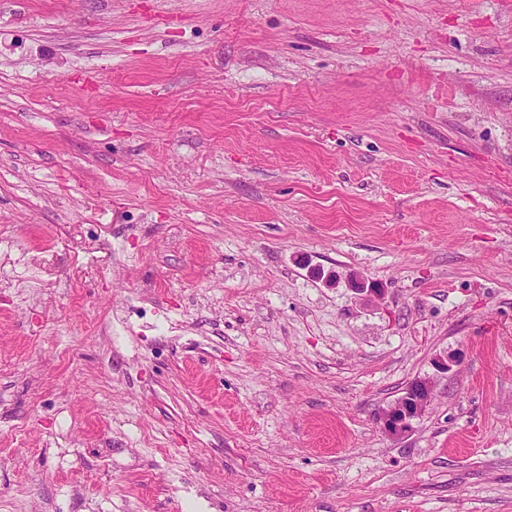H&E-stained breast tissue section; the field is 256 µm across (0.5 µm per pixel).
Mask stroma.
Here are the masks:
<instances>
[{
  "mask_svg": "<svg viewBox=\"0 0 512 512\" xmlns=\"http://www.w3.org/2000/svg\"><path fill=\"white\" fill-rule=\"evenodd\" d=\"M0 512H512V0H0ZM434 392V379L423 378L411 382L403 395L382 413V430L390 436H402L412 431L413 421L429 405Z\"/></svg>",
  "mask_w": 512,
  "mask_h": 512,
  "instance_id": "obj_1",
  "label": "stroma"
}]
</instances>
